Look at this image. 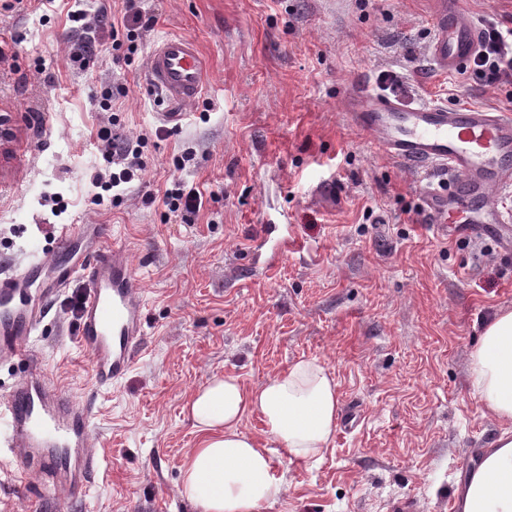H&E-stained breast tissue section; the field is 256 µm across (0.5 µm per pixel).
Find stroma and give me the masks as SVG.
<instances>
[{
	"label": "stroma",
	"mask_w": 512,
	"mask_h": 512,
	"mask_svg": "<svg viewBox=\"0 0 512 512\" xmlns=\"http://www.w3.org/2000/svg\"><path fill=\"white\" fill-rule=\"evenodd\" d=\"M157 18L130 66L101 55L67 65L63 18L0 9V266L32 250L64 261V225L99 227L126 245L145 301L144 345L110 390L93 383L67 302L50 305L31 340L39 367L93 410L94 485L69 500L0 455V512H196L180 497L199 437L183 411L216 374L253 388L299 359L333 375L339 423L323 457H275L287 490L258 512H455L457 480L500 429L468 386L483 327L512 310V253L482 237L436 236L426 177L382 153L349 120L348 101L380 71L410 106L512 114V80L442 71L430 58V0H141ZM194 38L208 81L180 124L148 91L150 49ZM126 85L123 132L148 138V167L114 206L92 202L108 167L96 142L111 113L101 86ZM195 154L193 168L174 159ZM203 196L170 213L174 177ZM68 203L57 213L54 200ZM271 224L288 227L292 247Z\"/></svg>",
	"instance_id": "stroma-1"
}]
</instances>
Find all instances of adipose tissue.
Instances as JSON below:
<instances>
[{
	"label": "adipose tissue",
	"instance_id": "1",
	"mask_svg": "<svg viewBox=\"0 0 512 512\" xmlns=\"http://www.w3.org/2000/svg\"><path fill=\"white\" fill-rule=\"evenodd\" d=\"M468 379L483 413L501 428L476 466L458 480L457 512H512V311L487 323L470 354ZM187 408L202 438L186 456L180 496L196 512H257L285 491L273 472L274 449L292 462L321 455L338 426L339 395L321 363L301 359L250 390L237 376L213 377ZM248 413L261 418L263 439L241 431Z\"/></svg>",
	"mask_w": 512,
	"mask_h": 512
}]
</instances>
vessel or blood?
I'll list each match as a JSON object with an SVG mask.
<instances>
[{"label": "vessel or blood", "mask_w": 512, "mask_h": 512, "mask_svg": "<svg viewBox=\"0 0 512 512\" xmlns=\"http://www.w3.org/2000/svg\"><path fill=\"white\" fill-rule=\"evenodd\" d=\"M468 0H433L430 55L441 70L469 65L480 47V27ZM207 72L197 42L182 35L160 37L152 46L147 85L180 121L182 108L203 94ZM352 123L368 133L392 159L443 182L422 191L436 235L491 232L512 251V115L483 108L454 109L439 104L405 106L399 99L361 89L353 98ZM46 266L35 259L23 270H0V360L35 361L30 337L43 322L46 299L77 279L88 286L78 319V338L90 356L91 375L102 387L121 380L143 344V300L137 290L130 251L97 246L87 259L57 265L41 303L30 287ZM92 410L58 389L34 368L11 391L0 395V445L19 451L26 466H39L72 499L94 483L101 459L87 447Z\"/></svg>", "instance_id": "1"}]
</instances>
